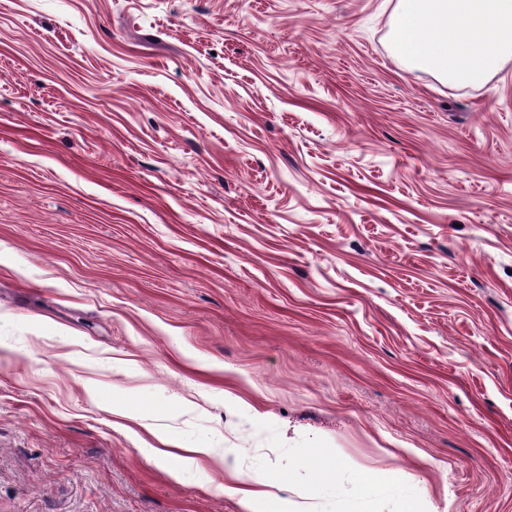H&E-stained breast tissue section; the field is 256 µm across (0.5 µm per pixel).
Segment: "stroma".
Returning a JSON list of instances; mask_svg holds the SVG:
<instances>
[{
  "label": "stroma",
  "mask_w": 512,
  "mask_h": 512,
  "mask_svg": "<svg viewBox=\"0 0 512 512\" xmlns=\"http://www.w3.org/2000/svg\"><path fill=\"white\" fill-rule=\"evenodd\" d=\"M394 4L0 0V512H512V61ZM392 46L452 85L485 83L512 58L511 0H396ZM390 480L391 478L383 473L372 470H362L354 475L348 488L342 483H336V489L347 497L366 498L378 493Z\"/></svg>",
  "instance_id": "obj_1"
}]
</instances>
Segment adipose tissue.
<instances>
[{"label":"adipose tissue","instance_id":"obj_1","mask_svg":"<svg viewBox=\"0 0 512 512\" xmlns=\"http://www.w3.org/2000/svg\"><path fill=\"white\" fill-rule=\"evenodd\" d=\"M392 46L403 62L474 86L512 59V0H396Z\"/></svg>","mask_w":512,"mask_h":512}]
</instances>
